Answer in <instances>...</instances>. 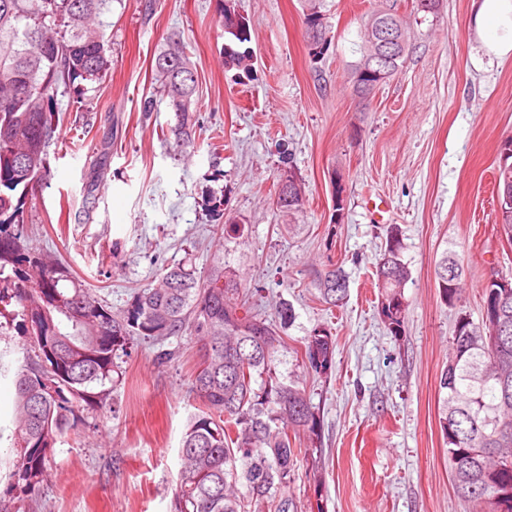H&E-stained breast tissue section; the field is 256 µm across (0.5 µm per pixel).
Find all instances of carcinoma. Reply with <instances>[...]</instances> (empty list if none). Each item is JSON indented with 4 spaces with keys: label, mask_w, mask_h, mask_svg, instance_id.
Wrapping results in <instances>:
<instances>
[{
    "label": "carcinoma",
    "mask_w": 512,
    "mask_h": 512,
    "mask_svg": "<svg viewBox=\"0 0 512 512\" xmlns=\"http://www.w3.org/2000/svg\"><path fill=\"white\" fill-rule=\"evenodd\" d=\"M112 0H0V330L28 337L14 372V419L0 425L13 453L0 512H38L36 494L52 448L85 411L109 404L125 377L134 346L195 336L202 357L190 376L198 401L179 446L181 468L173 512H298L288 488L298 462L320 451V406L301 389L294 370L317 375L335 367L336 339L315 328L302 352L285 339L295 313L288 301L272 316L256 312L236 252L248 226L215 224L224 251L199 272L189 260L162 267L157 282L133 292L114 311L69 268L26 243L24 205L30 181L47 175V143L58 113L60 85L100 82L112 59L102 14ZM239 43L250 41L247 18L224 25ZM153 79L176 112L173 152H194L192 105L196 69L184 43L166 38ZM512 137L500 146L496 193L512 196ZM276 178L274 204L282 213L304 205L302 182ZM399 228L385 230L375 262L377 314L399 339L405 329L411 271L402 259ZM462 259L444 252L435 265L441 302L461 300ZM323 303L340 307L348 295L342 267L328 262L316 278ZM438 415L458 495L482 512H512V287L483 285L481 321L459 314L452 352L439 380ZM309 446L292 447L289 431Z\"/></svg>",
    "instance_id": "cac0c4a2"
}]
</instances>
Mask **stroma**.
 I'll list each match as a JSON object with an SVG mask.
<instances>
[{
  "label": "stroma",
  "instance_id": "35a3bbf8",
  "mask_svg": "<svg viewBox=\"0 0 512 512\" xmlns=\"http://www.w3.org/2000/svg\"><path fill=\"white\" fill-rule=\"evenodd\" d=\"M231 4L250 23L247 73L224 62L218 0H113L102 17L112 75L92 89L59 87L50 174L25 206L28 240L117 311L164 265L189 254L204 269L224 248L213 225L240 217L257 303L271 313L285 299L295 312L289 348L316 328L336 338L331 374H298L323 421L322 452L301 460L303 476L290 488L300 512H310L305 473L315 467L326 512H479L451 485L438 388L458 313L480 320L483 283L512 277V243L494 205L499 145L512 137V55L486 53L479 0H443L435 19L412 0H323L330 34L316 63L303 0ZM387 7L410 21V49L363 109L351 66L365 17ZM173 33L198 75L201 135L185 158L169 148L176 116L152 81L155 55ZM151 96L153 111H143ZM283 170L305 184V205L292 217L272 205ZM375 201L383 217L373 216ZM388 224L402 231L412 274L398 340L377 316L371 276ZM450 250L465 267L455 309L441 303L434 278ZM329 260L349 276L341 307L322 303L313 286ZM178 346L168 364L157 362V346L135 347L110 405L56 444L41 512H171L179 441L195 406L189 376L200 360L190 337Z\"/></svg>",
  "mask_w": 512,
  "mask_h": 512
}]
</instances>
